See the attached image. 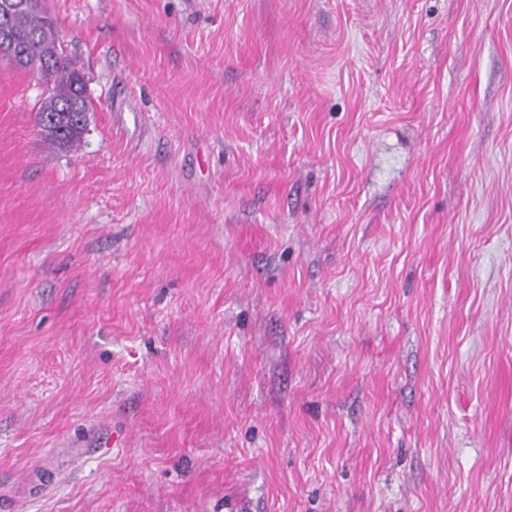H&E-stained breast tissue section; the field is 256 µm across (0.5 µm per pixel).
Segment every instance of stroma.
I'll return each instance as SVG.
<instances>
[{"mask_svg":"<svg viewBox=\"0 0 512 512\" xmlns=\"http://www.w3.org/2000/svg\"><path fill=\"white\" fill-rule=\"evenodd\" d=\"M0 61V500L512 512V0H46ZM25 6H23V4ZM40 0H0V36L5 19L6 34L23 39V55L16 41L0 38V56L11 59L15 66L36 70L46 81V91L37 107L35 122L39 134L50 145L61 149L78 147L87 127L88 96L83 92L76 64L61 49L56 19L37 7ZM55 118L54 124L42 123Z\"/></svg>","mask_w":512,"mask_h":512,"instance_id":"stroma-1","label":"stroma"}]
</instances>
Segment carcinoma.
I'll return each instance as SVG.
<instances>
[{"instance_id":"1","label":"carcinoma","mask_w":512,"mask_h":512,"mask_svg":"<svg viewBox=\"0 0 512 512\" xmlns=\"http://www.w3.org/2000/svg\"><path fill=\"white\" fill-rule=\"evenodd\" d=\"M24 0H0V18L7 33L23 39L25 69L36 70L46 81V91L37 107L39 134L61 149L80 145L87 127L88 96L83 92L82 73L61 49L56 19L42 7L23 6Z\"/></svg>"}]
</instances>
